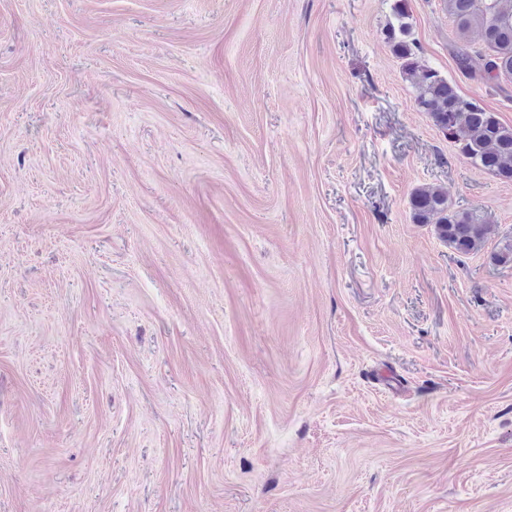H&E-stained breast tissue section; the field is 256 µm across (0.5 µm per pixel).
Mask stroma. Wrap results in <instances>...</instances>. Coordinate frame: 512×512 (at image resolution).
<instances>
[{"instance_id":"35a3bbf8","label":"stroma","mask_w":512,"mask_h":512,"mask_svg":"<svg viewBox=\"0 0 512 512\" xmlns=\"http://www.w3.org/2000/svg\"><path fill=\"white\" fill-rule=\"evenodd\" d=\"M396 2L0 0V512H512V182L417 108ZM413 221L435 224L437 237L458 253L480 250L490 233V223L478 209L451 210L448 195L440 187L417 190L411 197Z\"/></svg>"}]
</instances>
